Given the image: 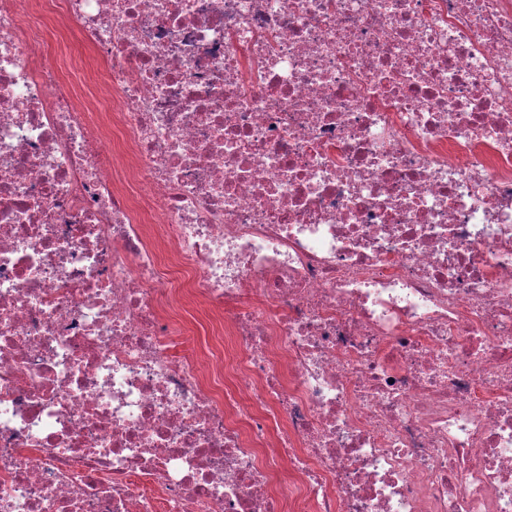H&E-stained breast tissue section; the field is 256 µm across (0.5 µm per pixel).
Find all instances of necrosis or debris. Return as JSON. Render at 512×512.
Listing matches in <instances>:
<instances>
[{
    "label": "necrosis or debris",
    "instance_id": "obj_1",
    "mask_svg": "<svg viewBox=\"0 0 512 512\" xmlns=\"http://www.w3.org/2000/svg\"><path fill=\"white\" fill-rule=\"evenodd\" d=\"M42 8L0 0V512H512V0H63L89 101ZM41 34L44 46L52 56L58 59L65 77H70L73 68H77L82 80L85 78L84 83L96 95L97 92L104 94L99 83L94 80L95 75L103 68V64L94 52L81 41L75 31L55 30L50 21V14H47ZM178 311L185 328V336L190 342H194L198 336H204L203 326H209L211 316L206 306L183 301Z\"/></svg>",
    "mask_w": 512,
    "mask_h": 512
}]
</instances>
